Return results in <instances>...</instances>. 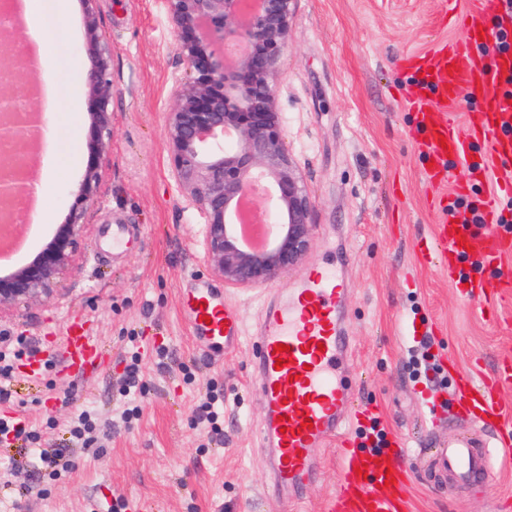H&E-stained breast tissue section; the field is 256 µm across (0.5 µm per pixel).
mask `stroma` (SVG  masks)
<instances>
[{
  "label": "stroma",
  "mask_w": 512,
  "mask_h": 512,
  "mask_svg": "<svg viewBox=\"0 0 512 512\" xmlns=\"http://www.w3.org/2000/svg\"><path fill=\"white\" fill-rule=\"evenodd\" d=\"M95 8L112 47V142L98 202L86 211L87 237L59 287L48 298L0 309V333L40 342L78 316L93 324L105 363L82 377L60 366L38 379L15 373L11 389L26 401L42 447L67 449L72 467L50 478L26 444L0 443V512H97L116 496L137 501L141 512H324L341 467L334 442L316 457L317 477L298 501L263 494L264 416L252 348L265 292L292 287L317 265L335 267L348 290L341 311L353 387L348 438L363 445V431L376 422L406 444L416 473L407 512H512V453L490 449V477L479 488L435 471L424 454L479 433L459 407L457 369L480 379L512 357V292L494 299L495 318L485 317L484 296L462 297L435 248L449 189L426 172L414 108L425 89L404 60L438 51L457 35L444 0H296L277 88L288 148L315 200V231L302 264L256 288L226 287L210 272L198 238L201 217L170 176L165 120L174 82L187 68L163 0H96ZM43 14L46 23L60 20L71 30L49 46L70 113L52 134L79 162L60 167L40 224L15 211L16 234L31 238L16 269L68 222L89 156L85 5L43 0ZM116 224L129 233L117 253L109 245ZM199 284L221 290L242 316L243 339L224 354L200 347L181 311L184 290ZM409 319L431 339L426 350L440 366L437 378L423 373L426 350L406 336ZM132 336L146 354L145 392L125 423L118 388ZM160 345L169 350L162 366L151 355ZM209 389L223 395L216 439L196 422ZM80 409L98 417L89 450L70 441V420Z\"/></svg>",
  "instance_id": "stroma-1"
}]
</instances>
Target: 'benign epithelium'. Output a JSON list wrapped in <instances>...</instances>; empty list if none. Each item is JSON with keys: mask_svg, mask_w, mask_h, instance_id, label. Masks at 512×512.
Returning <instances> with one entry per match:
<instances>
[{"mask_svg": "<svg viewBox=\"0 0 512 512\" xmlns=\"http://www.w3.org/2000/svg\"><path fill=\"white\" fill-rule=\"evenodd\" d=\"M86 4L85 108L91 158L75 190L69 222L35 258L0 277V308L49 296L85 234L87 208L97 202L103 157L112 141V49L99 33L93 3ZM164 0L176 50L189 77L178 81L167 112L164 139L178 193L203 219L199 240L212 272L231 288L268 284L301 264L314 227V199L285 142L277 81L292 36L295 0ZM30 76L21 57L0 56V144L32 132L31 107L13 92ZM28 192L12 164L0 162V208ZM252 198L273 232L254 251L242 242L238 215Z\"/></svg>", "mask_w": 512, "mask_h": 512, "instance_id": "benign-epithelium-1", "label": "benign epithelium"}]
</instances>
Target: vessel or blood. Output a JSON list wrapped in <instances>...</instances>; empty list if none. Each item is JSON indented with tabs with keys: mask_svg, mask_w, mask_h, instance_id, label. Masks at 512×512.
Here are the masks:
<instances>
[{
	"mask_svg": "<svg viewBox=\"0 0 512 512\" xmlns=\"http://www.w3.org/2000/svg\"><path fill=\"white\" fill-rule=\"evenodd\" d=\"M490 15L500 17L503 28L512 29V14L505 13L502 0H476L461 14L460 37L436 52L411 56L408 62L430 93L420 102L416 120L425 131L432 173L443 175L450 160L473 166L478 143L498 163L496 189L485 208V221L493 226L499 221L501 196H512V136L502 132L504 125L512 124V100L497 89L499 77L512 73V55L495 57L489 66L474 56L473 47L481 43L479 28ZM465 98L479 101L480 110L469 113L461 123L449 119V112ZM435 242L447 254L452 269L470 251L495 267L512 259V235L493 229L477 236L471 229L457 230L452 223H442ZM346 295L335 270L313 269L295 288L265 304L254 338V377L264 413L262 452L274 488L285 493L307 484L315 475L317 449L344 434L351 387L338 378L336 369L347 346L338 318ZM182 309L197 341L227 347L241 342L237 311L209 290L201 288L183 296ZM280 344L285 345V352L275 353ZM49 358L68 371L93 373L101 367V346L86 324L74 318L66 326L61 345L41 348L27 359L26 374L39 376ZM506 382H512L510 364L480 381L471 372L459 370L462 406L480 420L486 436L457 438L436 449L438 470L472 486L482 482L488 470L486 438L498 431L504 418L498 390ZM341 454L343 466L327 512H407L411 471L401 443L376 454L358 451L345 441ZM360 466L365 467V475L357 474Z\"/></svg>",
	"mask_w": 512,
	"mask_h": 512,
	"instance_id": "obj_1",
	"label": "vessel or blood"
}]
</instances>
